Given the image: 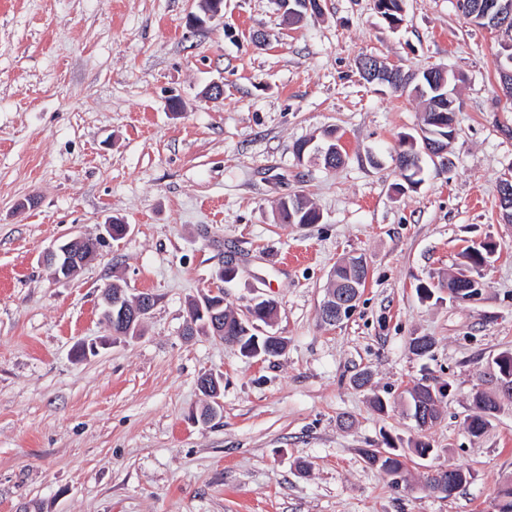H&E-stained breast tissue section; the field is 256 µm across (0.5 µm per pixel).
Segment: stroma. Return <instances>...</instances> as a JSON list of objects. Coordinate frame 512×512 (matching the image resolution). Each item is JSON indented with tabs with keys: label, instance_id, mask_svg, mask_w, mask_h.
<instances>
[{
	"label": "stroma",
	"instance_id": "stroma-1",
	"mask_svg": "<svg viewBox=\"0 0 512 512\" xmlns=\"http://www.w3.org/2000/svg\"><path fill=\"white\" fill-rule=\"evenodd\" d=\"M322 6L290 27L274 0H224L192 28L200 0H0V512H494L512 483V403L481 435L466 421L489 362L512 351L500 35L456 0H402L396 28L374 0ZM368 56L457 77L452 163L424 161L417 188H400L393 156L425 104L365 82ZM214 82L223 97L206 96ZM328 129L344 164L298 161L295 142ZM293 194L319 223L278 221ZM115 218L123 239L76 278H50L48 249ZM488 238L480 300L451 298L465 250ZM351 255L368 266L356 310L323 324L330 275ZM229 261L238 275L223 284ZM115 282L154 298L138 335L101 322ZM219 284L240 314L277 302L283 354L256 361L185 335L190 302ZM416 336L434 339L430 357L411 354ZM207 372L224 388L204 424ZM425 378L449 393L422 433L402 397ZM421 434L437 453L410 456L399 482L363 458ZM459 465L466 485L428 489Z\"/></svg>",
	"mask_w": 512,
	"mask_h": 512
}]
</instances>
